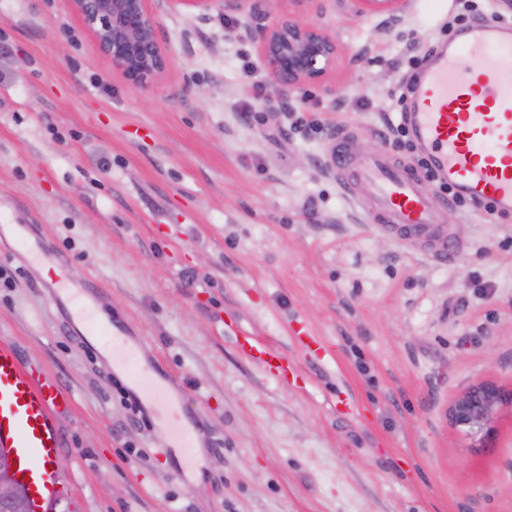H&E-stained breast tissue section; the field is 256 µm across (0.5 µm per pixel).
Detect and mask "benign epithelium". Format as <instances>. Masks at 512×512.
Listing matches in <instances>:
<instances>
[{"mask_svg": "<svg viewBox=\"0 0 512 512\" xmlns=\"http://www.w3.org/2000/svg\"><path fill=\"white\" fill-rule=\"evenodd\" d=\"M368 12L393 18L402 0H361ZM73 11L112 67L136 86H146L166 71L170 57L158 37V23L147 0H70ZM261 54L273 79L293 88L322 78L336 59V42L298 19L278 21L259 32ZM512 403V392L478 383L448 407L451 423L469 434L481 433L496 409ZM8 457L0 459V512L20 499L19 481Z\"/></svg>", "mask_w": 512, "mask_h": 512, "instance_id": "benign-epithelium-1", "label": "benign epithelium"}]
</instances>
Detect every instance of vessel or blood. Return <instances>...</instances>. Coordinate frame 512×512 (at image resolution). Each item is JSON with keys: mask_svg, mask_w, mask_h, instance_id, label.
<instances>
[{"mask_svg": "<svg viewBox=\"0 0 512 512\" xmlns=\"http://www.w3.org/2000/svg\"><path fill=\"white\" fill-rule=\"evenodd\" d=\"M418 151L443 185L475 206L512 213V27L491 19L471 25L463 40L442 49L426 67L405 113ZM352 134L342 129L327 148L328 164L357 203L382 228L407 237H425L438 259L448 256V236L437 220L440 199L425 193L412 162L385 155L358 156ZM20 242L40 264L56 265L48 244L12 225H0V239ZM56 301H68L73 315L87 323L99 304L94 283L73 284L57 277ZM109 335L92 339L94 350L111 354L154 419L177 441L182 470L200 465L194 424L173 417L172 378L141 365L138 344L125 341V323L110 321ZM68 397L35 369L24 368L15 352L0 345V446L8 448L39 512L56 492L55 469L62 438L53 415Z\"/></svg>", "mask_w": 512, "mask_h": 512, "instance_id": "b4317fda", "label": "vessel or blood"}]
</instances>
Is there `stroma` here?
I'll use <instances>...</instances> for the list:
<instances>
[{"mask_svg":"<svg viewBox=\"0 0 512 512\" xmlns=\"http://www.w3.org/2000/svg\"><path fill=\"white\" fill-rule=\"evenodd\" d=\"M168 69L129 83L69 0H0V225L32 227L95 282L142 364L175 377L204 430L201 469L141 421L124 372L70 333L45 283L0 247V343L73 398L56 413L54 512H512V405L470 436L472 385L512 390V215L445 206L448 258L370 223L327 164L336 131L418 161L409 82L503 0H149ZM335 40L333 66L283 90L258 40L286 18ZM261 89H254V82ZM288 365L276 379L242 347ZM244 342L248 344L249 352L255 353V357L263 362L267 373L273 376H277L279 374L282 368V358L279 354L269 350L265 345L256 341L245 339Z\"/></svg>","mask_w":512,"mask_h":512,"instance_id":"1","label":"stroma"}]
</instances>
